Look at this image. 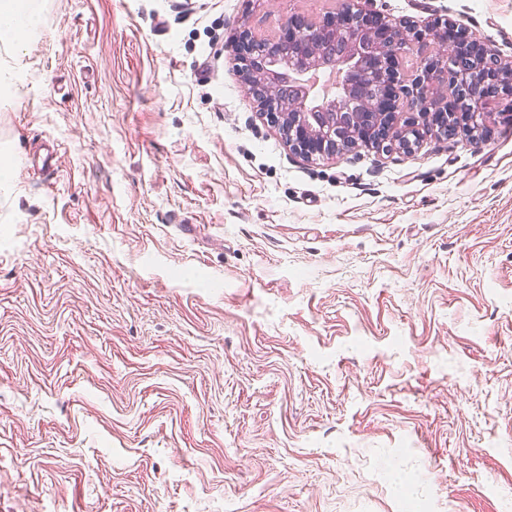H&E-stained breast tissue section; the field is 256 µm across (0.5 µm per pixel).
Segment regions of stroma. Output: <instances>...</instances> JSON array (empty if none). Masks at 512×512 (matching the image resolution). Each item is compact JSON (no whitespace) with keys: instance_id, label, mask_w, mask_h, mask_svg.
I'll return each instance as SVG.
<instances>
[{"instance_id":"obj_1","label":"stroma","mask_w":512,"mask_h":512,"mask_svg":"<svg viewBox=\"0 0 512 512\" xmlns=\"http://www.w3.org/2000/svg\"><path fill=\"white\" fill-rule=\"evenodd\" d=\"M31 2L0 512H512V125L308 160L232 45L331 0ZM368 7L512 57V0Z\"/></svg>"}]
</instances>
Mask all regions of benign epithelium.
Listing matches in <instances>:
<instances>
[{"label":"benign epithelium","instance_id":"obj_1","mask_svg":"<svg viewBox=\"0 0 512 512\" xmlns=\"http://www.w3.org/2000/svg\"><path fill=\"white\" fill-rule=\"evenodd\" d=\"M419 62L412 74L403 69L395 29L375 11L343 0L339 8L309 18L292 14L278 30L257 37L240 31L235 45L241 81L259 104L260 115L286 133L289 150L307 159L333 157L347 146H374L385 152L410 153L422 135L450 136L471 125L479 114L492 113V104L512 97V60L502 61L483 44L456 33L448 23L425 35L416 34ZM441 52L428 51L430 44ZM297 46L298 62L289 67L288 79L302 95L289 109L277 98L281 74L276 71L287 46ZM345 51L344 92L356 88L370 100L369 112H338L334 97L309 93L314 67L307 64L309 47ZM455 65L448 68V58Z\"/></svg>","mask_w":512,"mask_h":512}]
</instances>
